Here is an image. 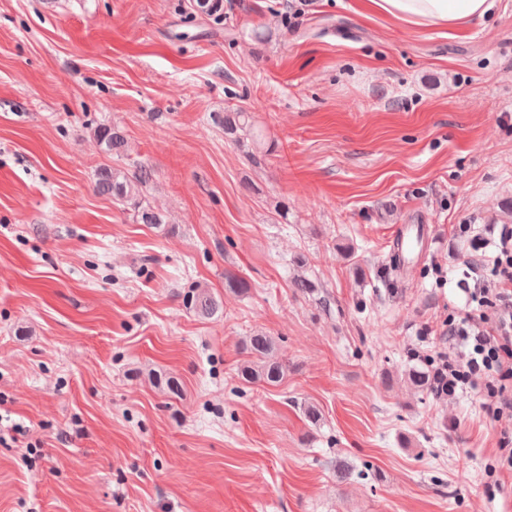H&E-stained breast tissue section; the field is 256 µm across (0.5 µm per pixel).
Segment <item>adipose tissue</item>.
<instances>
[{
    "label": "adipose tissue",
    "mask_w": 512,
    "mask_h": 512,
    "mask_svg": "<svg viewBox=\"0 0 512 512\" xmlns=\"http://www.w3.org/2000/svg\"><path fill=\"white\" fill-rule=\"evenodd\" d=\"M375 13L416 28H460L484 17L495 0H367Z\"/></svg>",
    "instance_id": "1"
}]
</instances>
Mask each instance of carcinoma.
Here are the masks:
<instances>
[{
	"label": "carcinoma",
	"mask_w": 512,
	"mask_h": 512,
	"mask_svg": "<svg viewBox=\"0 0 512 512\" xmlns=\"http://www.w3.org/2000/svg\"><path fill=\"white\" fill-rule=\"evenodd\" d=\"M224 135L238 143L251 140L255 149L251 158L254 160L257 159V154L269 150L263 135L252 124L249 113L243 110L224 113ZM96 138L104 149L112 154L120 156L125 152V136L113 126L99 128ZM150 177V171L143 166H137L132 171L125 168H103L97 173L95 186L98 192L112 196L117 202L132 205L139 223L159 227L164 224L163 216L140 199L141 187L150 180ZM192 304L198 313L206 316H211L218 310L216 301L205 292L197 293L192 298ZM244 349L250 355V359L237 368V375L242 380L277 386L288 375V362L277 356L274 340L267 333H253L245 340ZM406 381L416 390L429 388L427 371L416 367L408 370Z\"/></svg>",
	"instance_id": "cac0c4a2"
}]
</instances>
